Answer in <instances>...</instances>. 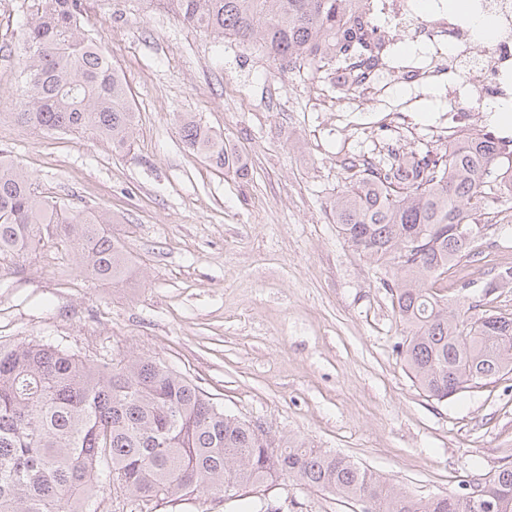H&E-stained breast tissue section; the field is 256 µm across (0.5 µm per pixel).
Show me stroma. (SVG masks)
Masks as SVG:
<instances>
[{
	"label": "stroma",
	"mask_w": 512,
	"mask_h": 512,
	"mask_svg": "<svg viewBox=\"0 0 512 512\" xmlns=\"http://www.w3.org/2000/svg\"><path fill=\"white\" fill-rule=\"evenodd\" d=\"M33 0H0V150L41 195L111 213L132 267L93 281L49 241L0 273V336L90 357L159 360L215 403L279 435L349 457L419 496L459 490L512 448V372L445 401L428 398L401 357L404 329L381 272L354 251L331 202L350 161L390 166L448 148L445 86L388 91L411 101L399 138L371 96L337 112L335 65H274L256 49L188 28L171 0H85L86 28L130 88V152L88 136L35 133L8 120L18 98L22 23ZM222 132L250 167L224 173L188 151L180 117ZM475 251L484 283L512 247V197L491 203ZM281 512H361L296 483L266 487Z\"/></svg>",
	"instance_id": "35a3bbf8"
}]
</instances>
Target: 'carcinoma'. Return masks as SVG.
<instances>
[{"label":"carcinoma","mask_w":512,"mask_h":512,"mask_svg":"<svg viewBox=\"0 0 512 512\" xmlns=\"http://www.w3.org/2000/svg\"><path fill=\"white\" fill-rule=\"evenodd\" d=\"M195 30L253 46L282 69L318 72L330 61L376 63L372 35L356 29L367 0H171ZM82 0H38L26 27L18 124L46 134H85L112 151L131 149L136 112L112 58L81 22ZM185 147L239 178L246 162L224 135L196 116L181 119ZM489 136L466 135L445 152L414 153L384 170L359 165L331 204L357 254L385 269L399 321L401 355L414 382L445 401L512 371V315L483 299L512 285L498 272L470 297L443 294L448 269L477 240L472 211L512 192L498 172ZM112 218L77 211L37 193L32 176L0 153V261L31 255L55 237L80 272L121 282L124 247L106 231ZM360 501L364 512H512V460L461 490L422 498L367 467L224 412L185 375L142 356L94 363L59 344L0 339V512H88L107 492L140 512L165 500L243 489L239 512H278L249 494L276 481Z\"/></svg>","instance_id":"cac0c4a2"}]
</instances>
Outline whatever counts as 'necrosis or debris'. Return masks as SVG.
<instances>
[{"instance_id":"1","label":"necrosis or debris","mask_w":512,"mask_h":512,"mask_svg":"<svg viewBox=\"0 0 512 512\" xmlns=\"http://www.w3.org/2000/svg\"><path fill=\"white\" fill-rule=\"evenodd\" d=\"M386 21H373V33L385 46L394 39L389 19H397L427 49L424 58L404 67L400 81L407 87L444 84L448 109L464 117L468 126L484 127L489 106L512 108V0H474L476 16L490 18L492 34L481 37L473 19L447 9L423 17L417 0H385ZM478 76L482 92L477 105L463 103L470 93L471 76Z\"/></svg>"}]
</instances>
